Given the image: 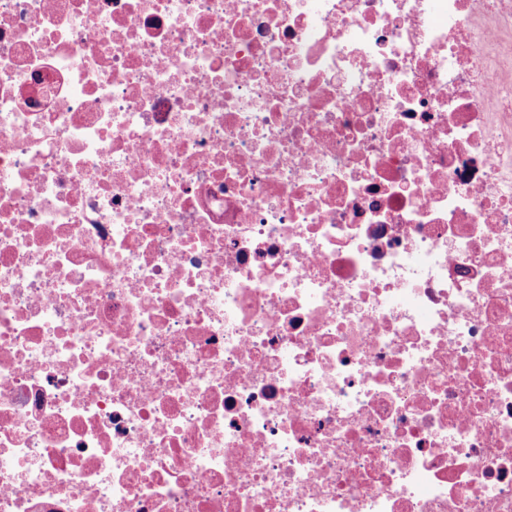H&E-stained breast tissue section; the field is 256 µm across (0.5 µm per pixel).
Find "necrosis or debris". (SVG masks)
Instances as JSON below:
<instances>
[{
  "instance_id": "4bbe7bcc",
  "label": "necrosis or debris",
  "mask_w": 512,
  "mask_h": 512,
  "mask_svg": "<svg viewBox=\"0 0 512 512\" xmlns=\"http://www.w3.org/2000/svg\"><path fill=\"white\" fill-rule=\"evenodd\" d=\"M0 512H512V0H0Z\"/></svg>"
}]
</instances>
